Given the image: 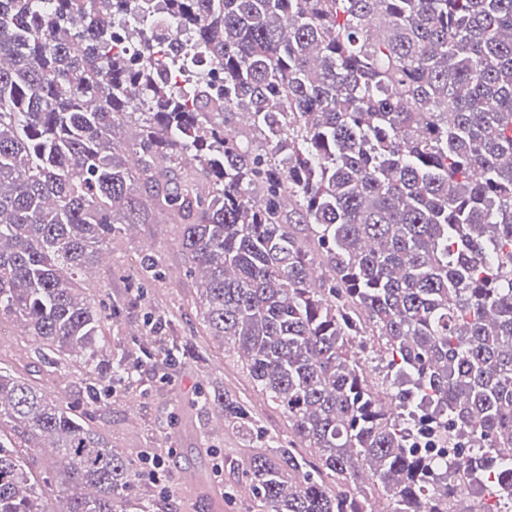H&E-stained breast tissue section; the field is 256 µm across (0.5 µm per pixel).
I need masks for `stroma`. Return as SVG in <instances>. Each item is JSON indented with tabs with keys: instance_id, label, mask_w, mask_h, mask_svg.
Instances as JSON below:
<instances>
[{
	"instance_id": "35a3bbf8",
	"label": "stroma",
	"mask_w": 512,
	"mask_h": 512,
	"mask_svg": "<svg viewBox=\"0 0 512 512\" xmlns=\"http://www.w3.org/2000/svg\"><path fill=\"white\" fill-rule=\"evenodd\" d=\"M179 225L159 213L131 227L103 254L104 268L85 281L88 294L106 289L111 301L123 303L138 258L156 253L165 277L147 288L142 305L128 319L106 325L112 346L136 348V331L150 310L164 311L178 336L187 343L184 355L155 370H144L143 386L135 399H117L95 407L92 424L131 458L156 448L164 456L159 480H140L135 493H151L159 512H245L247 494L232 495L241 482L251 449L267 444L287 445L288 420L281 408L253 388L236 350L220 347L205 336L196 316L197 289L185 276L179 248ZM214 388L242 404L256 424L250 440L235 431L213 426L216 409L197 403L199 391Z\"/></svg>"
}]
</instances>
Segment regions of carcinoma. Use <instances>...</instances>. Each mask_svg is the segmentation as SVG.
Wrapping results in <instances>:
<instances>
[{"instance_id":"obj_1","label":"carcinoma","mask_w":512,"mask_h":512,"mask_svg":"<svg viewBox=\"0 0 512 512\" xmlns=\"http://www.w3.org/2000/svg\"><path fill=\"white\" fill-rule=\"evenodd\" d=\"M165 2L194 41L154 27L127 55L112 19L136 26L151 0H0V321L43 365L0 367V512H49L22 448L57 449L59 512L154 510L129 495L141 462L45 373L103 377L105 402L180 354L161 314L142 359L105 353L121 311L81 296L79 274L152 210L180 225L203 332L288 419V447L242 470L246 512L490 509L459 502L456 477L511 500L512 0ZM237 110L266 148L215 120ZM131 117L135 138L114 142ZM150 274L145 256L131 302ZM201 403L251 434L238 402Z\"/></svg>"}]
</instances>
